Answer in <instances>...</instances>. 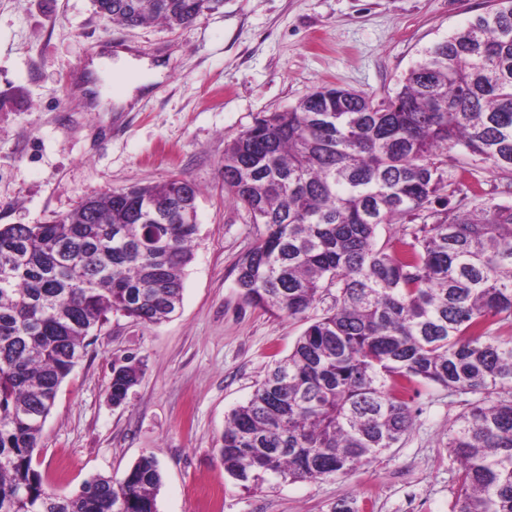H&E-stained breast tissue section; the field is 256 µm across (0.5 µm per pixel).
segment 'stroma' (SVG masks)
Here are the masks:
<instances>
[{"instance_id":"35a3bbf8","label":"stroma","mask_w":512,"mask_h":512,"mask_svg":"<svg viewBox=\"0 0 512 512\" xmlns=\"http://www.w3.org/2000/svg\"><path fill=\"white\" fill-rule=\"evenodd\" d=\"M491 8L490 0H224L185 28L101 19L92 0H0V224H45L113 188L194 181L198 233L182 305L157 325L109 315L59 387L34 465L68 495L96 475L122 478L154 455L159 512H457L448 426L460 395L420 388L401 444L333 478L246 491L224 472L227 414L245 402L303 322L244 302L235 265L253 242L244 209L224 190V147L263 112L325 85L394 94L424 49ZM124 49L166 71L130 109L118 80L85 88L94 57ZM142 364L122 406L113 364ZM221 486L218 505L202 489Z\"/></svg>"}]
</instances>
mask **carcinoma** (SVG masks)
I'll use <instances>...</instances> for the list:
<instances>
[{"label": "carcinoma", "instance_id": "obj_1", "mask_svg": "<svg viewBox=\"0 0 512 512\" xmlns=\"http://www.w3.org/2000/svg\"><path fill=\"white\" fill-rule=\"evenodd\" d=\"M93 2L107 21L179 28L223 0ZM452 150L512 176V0L427 48L394 95L324 86L225 146L224 188L255 228L237 288L306 324L227 415L219 452L241 488L355 471L410 432V391L440 386L470 396L448 427L458 512H512V204L478 184L452 203L472 174L448 170ZM197 196L175 175L0 225V512H158L151 455L69 496L33 458L89 333L110 313L160 324L180 307ZM139 378L135 358L113 365L112 404Z\"/></svg>", "mask_w": 512, "mask_h": 512}]
</instances>
